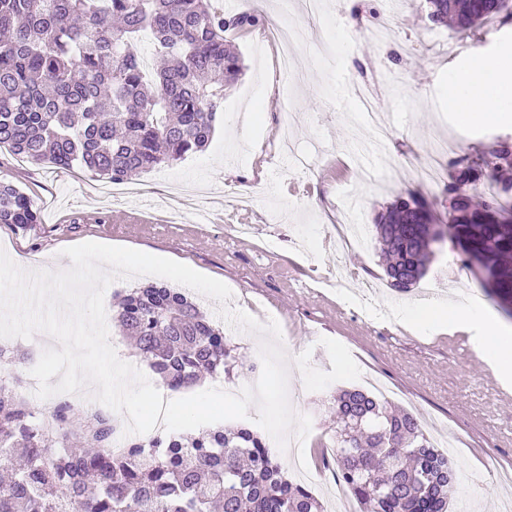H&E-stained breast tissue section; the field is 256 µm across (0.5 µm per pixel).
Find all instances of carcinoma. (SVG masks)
Returning <instances> with one entry per match:
<instances>
[{
	"mask_svg": "<svg viewBox=\"0 0 512 512\" xmlns=\"http://www.w3.org/2000/svg\"><path fill=\"white\" fill-rule=\"evenodd\" d=\"M509 0H427L428 18L467 32L508 13ZM226 18L211 0H0V147L39 163L124 182L204 150L224 91L241 75ZM152 36L162 66L146 75L135 49ZM448 223L414 197L375 219L390 288L424 277L445 242L512 317V143L497 141L487 169L452 163ZM495 191L476 204L468 188ZM30 199L0 181V224L37 223ZM112 320L171 390L230 373L224 331L183 292L147 284L120 295ZM333 461L366 512H448L459 485L448 454L419 420L362 389L336 394ZM35 423L14 383L0 378V512H324L293 482L265 438L248 427L196 437L150 436L112 445V420L53 408Z\"/></svg>",
	"mask_w": 512,
	"mask_h": 512,
	"instance_id": "obj_1",
	"label": "carcinoma"
}]
</instances>
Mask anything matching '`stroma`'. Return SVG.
Masks as SVG:
<instances>
[{"instance_id":"1","label":"stroma","mask_w":512,"mask_h":512,"mask_svg":"<svg viewBox=\"0 0 512 512\" xmlns=\"http://www.w3.org/2000/svg\"><path fill=\"white\" fill-rule=\"evenodd\" d=\"M313 16L295 0L288 30L302 29L294 63L300 85L285 88L277 49L263 42L268 22L278 19L267 0L261 25L231 28L227 40L238 49L243 72L227 89L224 113L205 151L157 167L136 181L135 195L112 196L111 184L83 170L50 163H18L0 149V181L19 187L39 212L37 224L20 229L0 224V245L25 265L38 258L52 265L62 249L98 242L140 250L184 263L225 283L230 305L260 323L277 321L291 362L302 372L289 383L295 412L310 416L304 460L290 458V480L301 465L333 467L336 447L333 403L337 389L363 385L368 374L387 386L386 399L423 422L426 431L454 429L449 456L460 475L461 495L449 512H500L512 500L496 469H512V401L500 399L496 376L479 360L471 334L438 329L421 332L360 306L359 281L384 278L379 252L337 254L332 246L343 204L356 224H373L382 207L415 192L427 195L438 213L440 191L412 181L411 167L424 159L435 137H445L448 157L478 159L501 139L512 140L511 123L463 125L448 109V88L474 53L512 49V20L495 19L474 34L458 35L431 23L425 0H323ZM360 16H353V6ZM372 99L392 127L376 143L363 131L360 96ZM292 98L293 137L309 160L296 168L273 133L283 119V101ZM252 195L249 207L238 194ZM254 232L239 235V225ZM459 258L444 244L413 291L395 296L382 289L379 305L422 293H459L505 330L507 319L485 295L473 274L456 277ZM242 363L232 377L198 383V390L243 387L259 363L258 336L225 327ZM26 353L16 365L17 390L32 413L51 411L55 398L39 399L26 388L43 348L39 337L17 338Z\"/></svg>"}]
</instances>
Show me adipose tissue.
<instances>
[{"label":"adipose tissue","instance_id":"obj_1","mask_svg":"<svg viewBox=\"0 0 512 512\" xmlns=\"http://www.w3.org/2000/svg\"><path fill=\"white\" fill-rule=\"evenodd\" d=\"M448 109L471 126L512 121V52L476 55L449 92ZM396 315L418 327L482 322L486 333L476 339L479 358L497 378H512V336L491 320L481 319L475 308L436 303L414 310L401 305Z\"/></svg>","mask_w":512,"mask_h":512}]
</instances>
